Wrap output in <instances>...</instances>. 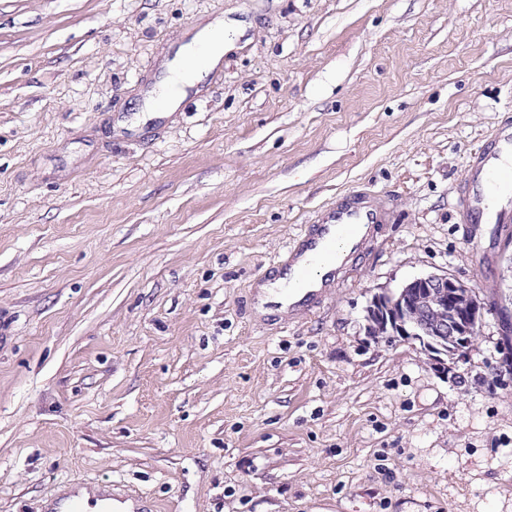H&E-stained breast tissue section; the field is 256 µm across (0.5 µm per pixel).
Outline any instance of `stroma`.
Wrapping results in <instances>:
<instances>
[{
	"label": "stroma",
	"instance_id": "stroma-1",
	"mask_svg": "<svg viewBox=\"0 0 512 512\" xmlns=\"http://www.w3.org/2000/svg\"><path fill=\"white\" fill-rule=\"evenodd\" d=\"M222 18L177 112L142 93ZM512 123V0H0V512L111 487L143 512H512V386L370 336L447 274L512 310V223L467 224ZM388 214L319 304L263 314L302 228ZM511 148L512 127L510 132L508 125H505L489 148L481 149L475 153L469 171V186L460 193L464 202L463 207L467 208V219L471 224H481L483 222L497 224L506 217L507 204L494 210L489 209L487 191L493 178L497 175L501 174L502 179L511 181L512 170L503 173L504 167H499L495 163L502 150L511 151Z\"/></svg>",
	"mask_w": 512,
	"mask_h": 512
}]
</instances>
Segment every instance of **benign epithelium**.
<instances>
[{"instance_id":"benign-epithelium-1","label":"benign epithelium","mask_w":512,"mask_h":512,"mask_svg":"<svg viewBox=\"0 0 512 512\" xmlns=\"http://www.w3.org/2000/svg\"><path fill=\"white\" fill-rule=\"evenodd\" d=\"M470 286L449 275L415 278L396 291L373 294L366 308L365 329L376 324L392 336L419 341L435 368L450 375L453 382L466 380L462 367L477 332L473 326L483 322L486 307L475 300ZM490 388L512 385V344L503 341L499 366Z\"/></svg>"}]
</instances>
